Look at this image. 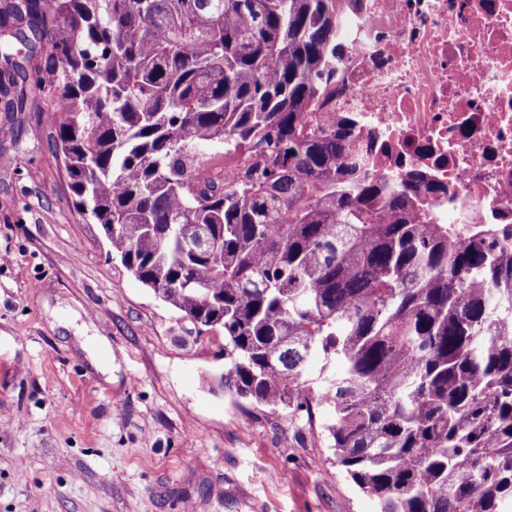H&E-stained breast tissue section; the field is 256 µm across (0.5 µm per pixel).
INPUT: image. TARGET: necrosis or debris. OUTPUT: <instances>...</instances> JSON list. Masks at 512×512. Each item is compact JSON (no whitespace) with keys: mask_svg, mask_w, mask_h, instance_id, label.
I'll list each match as a JSON object with an SVG mask.
<instances>
[{"mask_svg":"<svg viewBox=\"0 0 512 512\" xmlns=\"http://www.w3.org/2000/svg\"><path fill=\"white\" fill-rule=\"evenodd\" d=\"M315 115L355 116L371 167L454 193L440 224H512V0H355Z\"/></svg>","mask_w":512,"mask_h":512,"instance_id":"necrosis-or-debris-1","label":"necrosis or debris"}]
</instances>
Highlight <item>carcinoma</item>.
<instances>
[{"mask_svg": "<svg viewBox=\"0 0 512 512\" xmlns=\"http://www.w3.org/2000/svg\"><path fill=\"white\" fill-rule=\"evenodd\" d=\"M352 2L0 0V86L38 57L76 210L224 333V392L310 431L325 411L380 512H512V230L430 223L418 176L309 121ZM243 152L224 178L216 157ZM314 355L342 375L313 386Z\"/></svg>", "mask_w": 512, "mask_h": 512, "instance_id": "1", "label": "carcinoma"}]
</instances>
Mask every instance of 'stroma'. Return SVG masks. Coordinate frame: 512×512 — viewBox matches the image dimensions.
Instances as JSON below:
<instances>
[{
    "instance_id": "1",
    "label": "stroma",
    "mask_w": 512,
    "mask_h": 512,
    "mask_svg": "<svg viewBox=\"0 0 512 512\" xmlns=\"http://www.w3.org/2000/svg\"><path fill=\"white\" fill-rule=\"evenodd\" d=\"M0 95V512H379L320 432L209 380L199 332L72 205L47 104Z\"/></svg>"
}]
</instances>
